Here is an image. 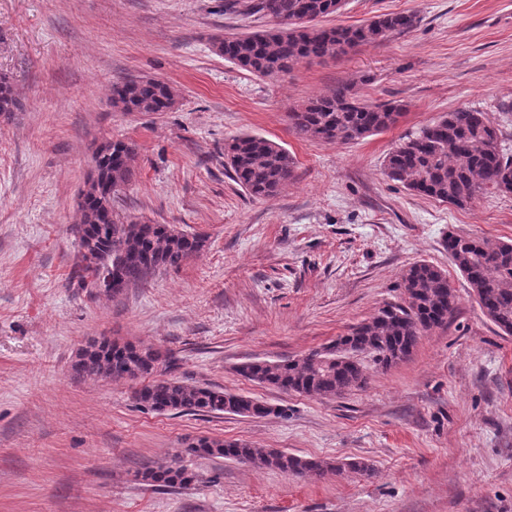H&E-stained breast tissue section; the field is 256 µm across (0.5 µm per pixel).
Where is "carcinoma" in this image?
<instances>
[{"instance_id":"obj_1","label":"carcinoma","mask_w":512,"mask_h":512,"mask_svg":"<svg viewBox=\"0 0 512 512\" xmlns=\"http://www.w3.org/2000/svg\"><path fill=\"white\" fill-rule=\"evenodd\" d=\"M343 0H256L255 8L276 21L307 18L288 27L216 37L213 47L227 61L258 77L286 74L308 59L335 58L356 46L375 43L413 29L410 13L374 17L355 27H320V18L338 12ZM177 94L166 82L142 77L112 87V103L124 112H168ZM20 110L10 81L0 76V122ZM402 105L359 99L338 87L289 113L303 139L351 142L380 133L398 122ZM500 129L485 113L459 108L409 134L388 153L385 175L407 190L458 207L488 194L512 193V157L500 149ZM136 146L110 141L96 150V167L80 193L79 222L69 228L78 245L74 277L84 288L109 298L141 285L159 272L176 269L200 252L204 239L174 224H148L123 214L116 202L134 175ZM224 165L251 197L274 195L294 177V161L279 144L257 135H241L224 145ZM448 258L467 281L485 316L512 335V243L448 235ZM401 302L380 308L345 336L288 361L254 360L238 372L258 384L313 397L341 396L366 383V367L356 355L378 354L375 365L387 369L407 358L426 331L448 323L457 309L456 289L441 268L425 261L402 275ZM167 356L152 345L93 339L80 348L71 369L81 380L107 381L158 375L133 392L136 404L159 413H231L264 417L279 410L259 399L191 385L164 377ZM189 456L228 458L277 469L291 476L321 479L348 467L368 477L365 462L346 465L258 448L248 442L207 437L187 443ZM158 488L188 489L198 475L175 458L137 473Z\"/></svg>"}]
</instances>
